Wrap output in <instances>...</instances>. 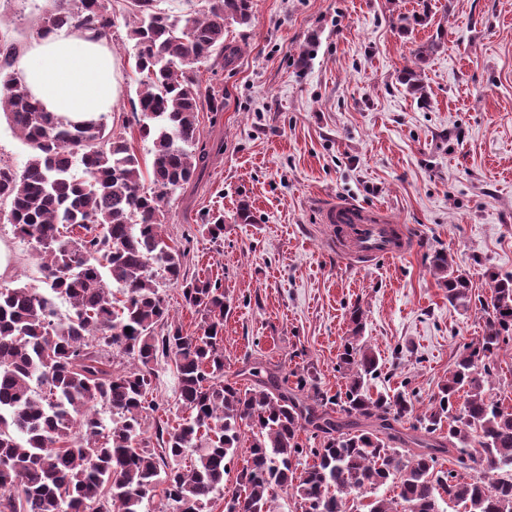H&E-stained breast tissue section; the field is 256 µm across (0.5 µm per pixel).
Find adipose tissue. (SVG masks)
Masks as SVG:
<instances>
[{
  "mask_svg": "<svg viewBox=\"0 0 512 512\" xmlns=\"http://www.w3.org/2000/svg\"><path fill=\"white\" fill-rule=\"evenodd\" d=\"M115 69L116 60L102 41L63 25L37 34L20 79L46 111L78 120L116 107Z\"/></svg>",
  "mask_w": 512,
  "mask_h": 512,
  "instance_id": "1",
  "label": "adipose tissue"
}]
</instances>
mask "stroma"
Instances as JSON below:
<instances>
[{
  "mask_svg": "<svg viewBox=\"0 0 512 512\" xmlns=\"http://www.w3.org/2000/svg\"><path fill=\"white\" fill-rule=\"evenodd\" d=\"M432 23L404 30L420 0H254L249 24L224 34L233 63L200 65L202 87L224 107L198 114L201 178L165 206L166 235L184 251L187 276L220 281L232 300L224 318V370L265 360L283 371L314 366L321 389L345 386L338 355L349 312H364L365 341L378 357L371 393L405 391L424 409L464 344L483 333L478 305L449 303L431 272L435 250L454 253L474 294L489 272L512 274V0H429ZM130 0L106 44L120 64L111 112L143 165L138 76L126 40ZM54 0H0V37L26 51ZM444 31L425 63L413 52ZM417 68L427 96L401 82ZM353 203L406 227L409 249L360 265L337 254L325 208ZM249 204L254 221L234 214ZM224 213V238L202 234L203 216ZM35 250L0 220V284L41 286ZM144 429L155 437L183 410L174 363L155 367Z\"/></svg>",
  "mask_w": 512,
  "mask_h": 512,
  "instance_id": "35a3bbf8",
  "label": "stroma"
}]
</instances>
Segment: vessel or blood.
I'll return each mask as SVG.
<instances>
[{
    "label": "vessel or blood",
    "instance_id": "obj_1",
    "mask_svg": "<svg viewBox=\"0 0 512 512\" xmlns=\"http://www.w3.org/2000/svg\"><path fill=\"white\" fill-rule=\"evenodd\" d=\"M325 221L341 225L342 232L336 241L341 249L356 258L393 257L405 253L409 247L408 234L393 233L388 220L355 204L330 206L325 212Z\"/></svg>",
    "mask_w": 512,
    "mask_h": 512
}]
</instances>
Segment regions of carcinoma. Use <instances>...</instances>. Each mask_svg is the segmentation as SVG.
<instances>
[{
	"label": "carcinoma",
	"instance_id": "1",
	"mask_svg": "<svg viewBox=\"0 0 512 512\" xmlns=\"http://www.w3.org/2000/svg\"><path fill=\"white\" fill-rule=\"evenodd\" d=\"M55 2L53 27L106 39L116 25L112 0ZM132 2L125 27L140 75L138 134L151 144L146 172L108 115L72 123L45 111L11 72L17 47L0 39V115L31 149L21 170L0 164V201L10 202L6 221L33 245L45 284L0 286V512H142L159 486L161 512H209L218 496L224 512H275L278 491L288 489L300 512H443L445 500L454 512H512V411L486 390L512 342V274H489L483 334L463 346L422 411L403 391L370 394L379 361L361 342L358 307L339 355L345 391L324 394L313 366L295 374L293 390L288 375L261 366L243 371L249 386L224 375L232 302L218 282L185 277L183 252L164 235V203L206 166L198 112L203 96L217 98L202 93L195 69L215 54L232 59L224 32L251 22L253 0H200L180 16L154 0ZM201 228L221 239L224 216L207 215ZM454 265L453 255L435 252L448 301L467 308L470 281ZM160 278L201 315L199 333L168 325ZM57 298L70 303L65 319ZM107 348L131 368L114 371ZM163 360L175 363L187 416L158 452L143 413ZM100 403L116 416L110 427ZM333 405L347 421L332 417ZM308 429L313 447L300 441ZM242 447L246 465L233 476ZM446 453L457 469L442 468ZM383 486L394 496L363 502Z\"/></svg>",
	"mask_w": 512,
	"mask_h": 512
}]
</instances>
